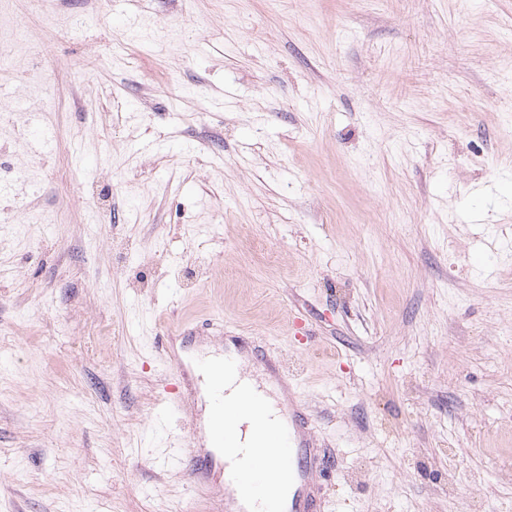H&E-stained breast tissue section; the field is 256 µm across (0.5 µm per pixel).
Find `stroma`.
Instances as JSON below:
<instances>
[{
	"label": "stroma",
	"mask_w": 512,
	"mask_h": 512,
	"mask_svg": "<svg viewBox=\"0 0 512 512\" xmlns=\"http://www.w3.org/2000/svg\"><path fill=\"white\" fill-rule=\"evenodd\" d=\"M180 325L293 366L324 512H512V0H0V512H210ZM166 336V341L161 342V348L163 349V355L170 362L172 366L171 383L167 385V392L170 394V399L177 404L183 403L188 396L191 394L190 387H193L196 393H201V388L199 386V382L201 381V377L199 376L196 382L188 383L187 373L190 368H192V364L190 361L186 362L182 358H177L174 354H172V344L173 340L176 337L180 336H172L174 334Z\"/></svg>",
	"instance_id": "stroma-1"
}]
</instances>
